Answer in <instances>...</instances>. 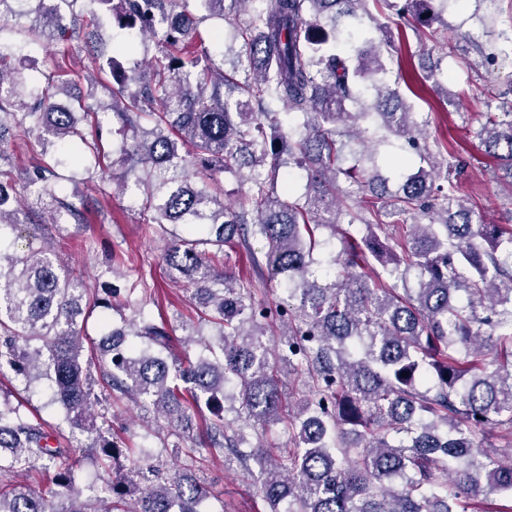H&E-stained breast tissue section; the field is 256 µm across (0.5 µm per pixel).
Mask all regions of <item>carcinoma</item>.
<instances>
[{
    "mask_svg": "<svg viewBox=\"0 0 512 512\" xmlns=\"http://www.w3.org/2000/svg\"><path fill=\"white\" fill-rule=\"evenodd\" d=\"M32 1L30 52L56 32L77 34L85 11L136 33L91 61L109 97L102 109L130 135L122 166L133 185L122 188L166 241L172 281L191 291L199 321L178 328L214 334L201 341L206 353L171 357L175 327L145 312L152 288L141 278L128 289L140 292L132 314L86 350L79 319L100 308L108 324L117 290L88 286L54 242L83 226L86 197L66 186L78 171L110 195L104 169L66 150L78 138L97 162L102 137L84 135L90 106L78 114L55 102L63 68L30 85L0 57V377L12 373L25 393L0 402V477L35 462L51 474L47 489L0 487V512H207L208 488L190 464L172 473L135 464L92 501L73 492L83 462L131 452L114 398L152 414L145 437L176 454L189 438L227 471L257 467L269 512H512V224L475 223L456 177L465 160L428 142L383 80L393 39L364 22L369 0H0V40ZM433 1L448 9V0L395 5L420 43L411 20ZM214 18L245 47L231 74L200 37ZM149 36L147 64L117 70L116 57L146 51ZM48 136L58 155L32 158L17 186L5 145ZM475 136L512 193V102L486 112ZM392 137L417 169L381 154ZM348 153L355 171L342 167ZM226 172L241 187L233 206ZM342 177L376 200L348 205ZM235 237L265 241L288 301L259 302L236 277L224 260ZM286 374L305 387L288 405ZM40 385L42 407L60 406L67 428L42 407L23 410ZM213 402L211 416L195 413ZM278 422L287 448L264 444ZM490 429L506 444L480 446ZM78 434L87 442L73 444Z\"/></svg>",
    "mask_w": 512,
    "mask_h": 512,
    "instance_id": "1",
    "label": "carcinoma"
}]
</instances>
